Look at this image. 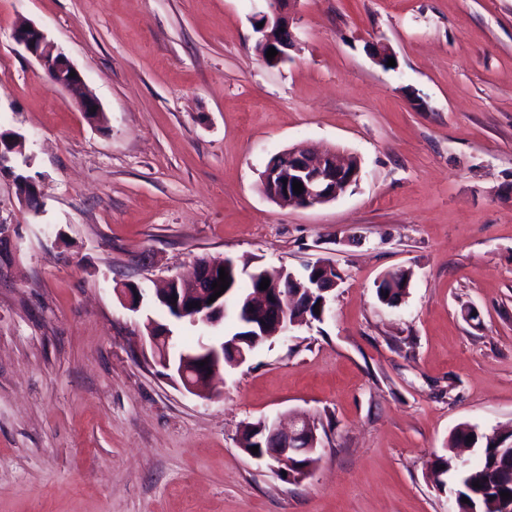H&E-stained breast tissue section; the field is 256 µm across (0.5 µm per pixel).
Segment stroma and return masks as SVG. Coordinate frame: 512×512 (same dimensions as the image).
<instances>
[{
  "mask_svg": "<svg viewBox=\"0 0 512 512\" xmlns=\"http://www.w3.org/2000/svg\"><path fill=\"white\" fill-rule=\"evenodd\" d=\"M266 7L0 0V129L42 189L35 211L0 180V512H450L427 476L450 433L512 429V0H298L276 65L256 50ZM21 20L104 123L15 44ZM295 145L357 156L359 183L272 202L260 174ZM206 255L340 275L323 320L225 368L213 397L153 363L114 291L152 300ZM396 268L412 279L391 308L375 283ZM293 413L321 440L299 483L237 443ZM25 26H28L29 30H25ZM12 37L19 47L41 64L54 88L75 92L79 111L92 122L103 121V119L99 121L98 118H91L90 115L93 113L98 116L104 114L98 100L85 89V82L79 70L54 43L47 39V35L41 28L30 22H21L14 26ZM71 71H75V76H70ZM93 106H96V112H93Z\"/></svg>",
  "mask_w": 512,
  "mask_h": 512,
  "instance_id": "1",
  "label": "stroma"
}]
</instances>
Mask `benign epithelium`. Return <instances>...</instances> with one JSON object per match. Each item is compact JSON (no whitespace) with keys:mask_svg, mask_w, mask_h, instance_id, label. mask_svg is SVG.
Instances as JSON below:
<instances>
[{"mask_svg":"<svg viewBox=\"0 0 512 512\" xmlns=\"http://www.w3.org/2000/svg\"><path fill=\"white\" fill-rule=\"evenodd\" d=\"M268 10L255 16L254 24H262L256 29L261 34L258 41L259 55L264 62L274 64L288 59V50L293 46L295 35L292 30L295 20L293 7L298 0H266ZM12 37L15 43L25 52L36 58L45 70L50 84L77 94L76 104L85 116L93 113L103 114L95 96L85 89V82L80 72L69 58L47 39L45 32L33 23L21 22L14 26ZM275 48L277 55L269 60L266 52ZM24 137L12 131H0V178H8L22 201H27L23 190L26 181L19 177L20 170L15 165V155L21 152ZM285 163L273 167L267 166L261 173L264 194L275 203L298 208H308L324 204L336 199L341 190L357 184L361 177V164L357 157H344L336 152L313 155L301 146H293L280 153ZM303 184V192L294 193L293 182ZM212 266L196 265L192 282L194 290L174 297L170 304L177 320H190L210 326L219 321L218 315L224 306L221 300L228 295L223 292L214 302L209 298L214 289L209 287V272ZM336 267L323 268L322 277H314L312 286L331 292L338 285L333 276ZM290 288L303 289V285L292 273L280 276L271 282V287L257 290L249 298L247 305L237 304L234 312L238 320L251 325L255 310L263 308L277 311V317L268 321L264 335L275 338L287 335L295 324L288 320V310L282 303L281 284ZM115 292L132 310L141 306V292L137 288L117 287ZM197 303L199 307L191 308L189 304ZM144 326L149 338L154 362L171 372L175 379L189 393H196L203 384L210 381L225 365L224 345L212 342H201L198 350L190 355L181 354L171 349L173 333L169 327L157 324L151 316H146ZM205 365H200V362ZM259 433L266 438L270 447L268 452L259 455L246 448V442L238 440L239 447L257 460H272L277 463L278 475L284 476L287 482H301L311 476L318 461L320 437L318 423L296 416L291 428L285 430L271 418L262 417L258 423Z\"/></svg>","mask_w":512,"mask_h":512,"instance_id":"benign-epithelium-1","label":"benign epithelium"}]
</instances>
